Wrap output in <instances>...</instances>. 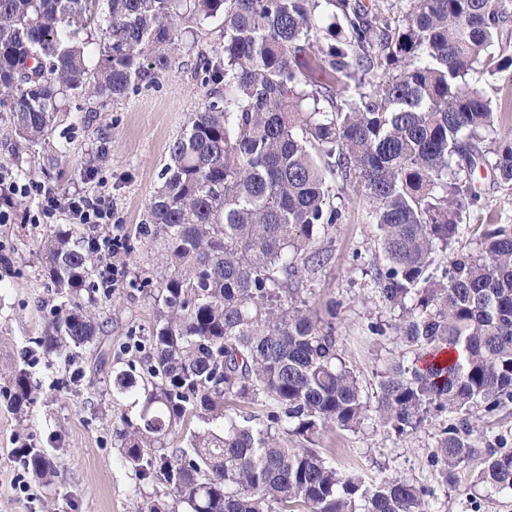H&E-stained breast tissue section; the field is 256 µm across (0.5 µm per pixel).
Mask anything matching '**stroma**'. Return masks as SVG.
Wrapping results in <instances>:
<instances>
[{"label":"stroma","instance_id":"35a3bbf8","mask_svg":"<svg viewBox=\"0 0 512 512\" xmlns=\"http://www.w3.org/2000/svg\"><path fill=\"white\" fill-rule=\"evenodd\" d=\"M220 40V21L193 26L183 37L180 54L157 82L104 106L69 100L53 131L39 144L6 145L7 121L0 119V159L15 174L61 194L77 189L105 192L124 226L123 247L115 258L124 276L109 296L100 298L97 308L101 318L112 322L105 341L116 358L129 359V347L153 329L154 307L134 280L141 270L159 268L160 250L141 247L135 232L169 161L170 144L206 101L193 75L197 53ZM480 86L505 115L496 139L512 138V68L484 74ZM475 179L484 207L466 217L455 243L460 252L474 251L486 217L512 224V185L495 183L485 168L477 170ZM328 201L341 207L344 219L328 236L331 258L312 284L310 306L323 319L327 303L335 302V335L369 398L388 361L410 350L393 328L396 311L375 290L374 266L381 251L378 231L369 222V201L336 182L330 185ZM36 206V198L21 199L13 222L0 224V255L5 258L0 264V512H135L143 498L166 501L163 479L141 480L121 463L116 430L129 408L113 400L110 370L97 367L93 346L79 351L84 372L75 384L68 380L63 359L37 350L57 298L40 280L36 244L68 219L60 217L55 225L28 223L27 215ZM377 321L387 326L380 336L369 330ZM29 350L37 351L39 358L38 365L29 367L37 391L32 404L17 414L6 392L13 371L27 367L24 356ZM448 420V413L442 412L401 435L369 421L356 431L326 432L320 446L337 467L365 480L400 476L423 487L428 512H512V490L490 493L475 485L478 461L461 466L454 482L441 481L430 455ZM29 446L53 458L57 477L52 488L36 484L26 495L15 491L11 481L23 467L20 449Z\"/></svg>","mask_w":512,"mask_h":512}]
</instances>
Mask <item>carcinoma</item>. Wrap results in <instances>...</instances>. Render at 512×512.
I'll list each match as a JSON object with an SVG mask.
<instances>
[{"instance_id":"1","label":"carcinoma","mask_w":512,"mask_h":512,"mask_svg":"<svg viewBox=\"0 0 512 512\" xmlns=\"http://www.w3.org/2000/svg\"><path fill=\"white\" fill-rule=\"evenodd\" d=\"M210 19L223 41L198 54L206 102L136 231L165 264L139 283L155 309L151 356L139 375L131 360L112 375L113 399L138 409L122 417L121 462L144 480L160 473L183 512H425L423 488L368 484L317 445L335 427L372 419L404 434L446 411L430 457L442 482L481 456L476 485L512 489V451L479 447L472 426L474 409L512 406V224L482 225L475 253L452 250L464 215L484 205L474 170L512 184V141L481 147L499 113L477 88L512 67V0H408L387 13L363 0H0L11 133L37 144L69 98L105 105L153 84L188 24ZM311 49L343 92L313 81ZM330 177L371 202L376 290L414 353L388 366L373 404L333 323L308 305L307 283L330 259L321 242L342 223ZM93 238L98 226L71 224L39 247L40 277L64 301L38 345L67 364L101 332L93 307L112 291ZM33 393L16 370L11 409ZM267 401L262 422L232 414ZM21 455L53 482L42 449Z\"/></svg>"}]
</instances>
